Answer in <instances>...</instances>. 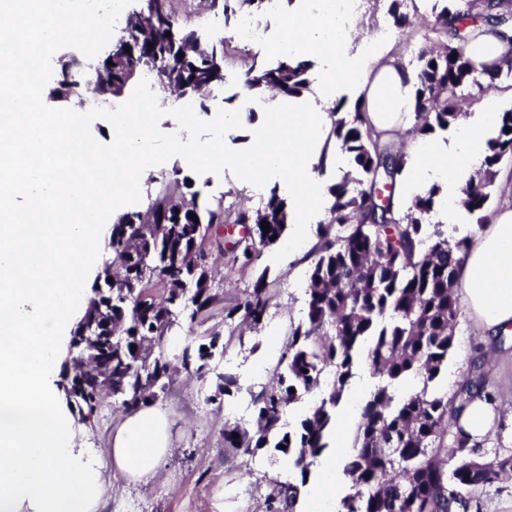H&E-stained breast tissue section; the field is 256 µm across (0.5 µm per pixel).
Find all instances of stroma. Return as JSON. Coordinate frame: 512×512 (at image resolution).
I'll list each match as a JSON object with an SVG mask.
<instances>
[{
    "mask_svg": "<svg viewBox=\"0 0 512 512\" xmlns=\"http://www.w3.org/2000/svg\"><path fill=\"white\" fill-rule=\"evenodd\" d=\"M296 0H267V8L255 24L260 41L243 45L235 30L224 32V84L208 111L198 113L187 139L221 140L226 155H242L248 148L249 128L236 120L240 112L241 83L252 57L276 60V48L284 44L287 21L294 14ZM391 0H358L354 13L362 26L385 29V15ZM387 41L395 43L405 59H412L421 30L386 31ZM104 43L84 32L56 45L41 75V104L44 111H68L67 102L51 99L62 62L76 58L85 71H93L104 55ZM182 100L170 99L155 112L150 129L153 143L151 174L180 168L192 189L202 196L223 197L233 208H260L267 200L269 185L252 187L241 182L234 165L215 169L202 161L170 148V134L182 124ZM239 227L225 225L221 233H208L204 248L215 270L213 289L216 303L205 311L194 327L195 336L218 335L224 352L215 356L203 375L180 372L171 378L154 403L164 412L171 426V453L148 479L129 483L114 479L107 487L97 512H265L266 498L280 486L298 482L282 457L262 449L252 454L225 447L224 430L239 426L255 427L253 398L271 382L277 370L282 346L291 330L303 320L307 274L312 254L296 255L287 238L262 251L249 265L235 262L228 242L240 238ZM265 276L270 296L267 316L257 329L242 325L240 318H227L251 291L258 276ZM455 342L448 355L440 383L453 391L465 380L473 358H480L489 389L503 405V418L478 453L482 459L512 455V334L502 342L490 343L477 335L466 313H459L454 328ZM232 375L236 386L232 395L215 398L217 374ZM372 385L367 375L355 378L336 410L338 425L326 450L324 461H343L355 443L361 409ZM121 414L113 397H104L93 416L77 422V443L96 461L108 462L112 430Z\"/></svg>",
    "mask_w": 512,
    "mask_h": 512,
    "instance_id": "1",
    "label": "stroma"
}]
</instances>
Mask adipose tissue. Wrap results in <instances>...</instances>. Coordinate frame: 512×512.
Returning <instances> with one entry per match:
<instances>
[{
	"instance_id": "ef3b65f1",
	"label": "adipose tissue",
	"mask_w": 512,
	"mask_h": 512,
	"mask_svg": "<svg viewBox=\"0 0 512 512\" xmlns=\"http://www.w3.org/2000/svg\"><path fill=\"white\" fill-rule=\"evenodd\" d=\"M21 16L30 32L19 27ZM83 26L64 15L57 0H0V512H94L113 477L146 479L171 450L165 416L143 408L117 425L110 468H96L75 447L72 418L51 382L97 268L108 232L104 212L130 197L149 167L139 151L148 129L132 130L118 118L111 152L94 165L82 163L85 145L71 135L85 118L79 104L61 115L39 112L17 82ZM361 33L337 18L334 0H303L288 21V43L299 56L330 59V66L316 76L312 93L286 102L251 98L239 115L252 125L249 153L234 160L240 177L251 183L285 178L299 250L329 205L320 173L342 164L328 142L324 103L352 84L364 95L374 133L388 135L414 120L410 68L376 38L350 53ZM497 120L486 107L476 116L461 115L456 135L407 147L402 202L436 184L446 202L436 221L461 210V189L479 171L486 134ZM23 193L30 194V206L14 207ZM457 284L462 306L482 332L512 330V209L471 229ZM498 417L497 401L484 397L463 402L457 412L473 446L482 445Z\"/></svg>"
}]
</instances>
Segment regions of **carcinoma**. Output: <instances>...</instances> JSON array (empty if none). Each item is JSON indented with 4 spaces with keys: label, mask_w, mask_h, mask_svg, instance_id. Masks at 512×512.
Listing matches in <instances>:
<instances>
[{
    "label": "carcinoma",
    "mask_w": 512,
    "mask_h": 512,
    "mask_svg": "<svg viewBox=\"0 0 512 512\" xmlns=\"http://www.w3.org/2000/svg\"><path fill=\"white\" fill-rule=\"evenodd\" d=\"M127 15L138 33L130 52H116L103 63L107 82L128 84L135 76L157 72L162 88H177L192 96L202 112L221 87L225 39L205 41L168 25L170 0H145ZM406 0H392L394 27L413 25L402 10ZM427 26L438 42L421 44L409 62L415 84L417 122L407 129L413 137L428 136L453 126L462 112V91L485 87L505 76L512 66L476 70L467 49L471 27L482 22L506 38L512 16L497 0H431ZM208 13L236 23L242 14L258 15L256 0H201ZM72 61L61 69L54 94L78 96L66 82ZM312 65L285 57L275 66L256 60L245 73L244 87L255 97L266 91L297 97L310 90ZM339 102L330 110V136L348 157V169L328 187L329 220L318 225L319 242L309 272L305 319L283 346L276 382L256 398V429L224 428V447L251 453L271 448L299 471L300 483L280 488L268 498V512H293L311 466L328 448L336 424V407L364 364L376 379L361 412L355 444L345 460L350 492L338 512H469L471 493L512 473V455L490 463L473 457L469 438L448 416V394L437 386L454 346L453 327L460 303L457 267L468 238L450 242L444 232L430 228V216L440 188L431 187L410 203L397 205L395 191L405 164L394 141L373 135L364 126L365 101L350 111ZM511 132H505L506 128ZM512 153V107L499 112L486 141L482 178L468 181L463 207L487 223L489 200L501 156ZM150 199L147 216L119 215L112 224V272L94 288L82 322L89 332L75 333L77 372L70 381L74 408L81 419L97 409L103 391L119 408L134 411L153 403L164 390L172 367L165 354L168 337L217 299L209 265L198 262L203 251V225L251 224L268 245L288 226V205L277 187L257 210L231 209L223 201L199 202L200 193L180 192L187 185L181 170L172 169L146 181ZM198 221H193L190 214ZM270 225L264 232L262 222ZM194 286V309L186 311L184 285ZM162 286V294L153 288ZM269 298L264 278L226 317L241 313L242 322L258 326ZM219 337L194 346L185 369L201 373L215 356ZM136 349H131V346ZM207 351H202V348ZM332 379L323 397L309 406L293 431L281 429L283 409L322 386L326 370ZM489 393L478 367L463 382L461 393ZM238 437H233V434Z\"/></svg>",
    "instance_id": "obj_1"
}]
</instances>
